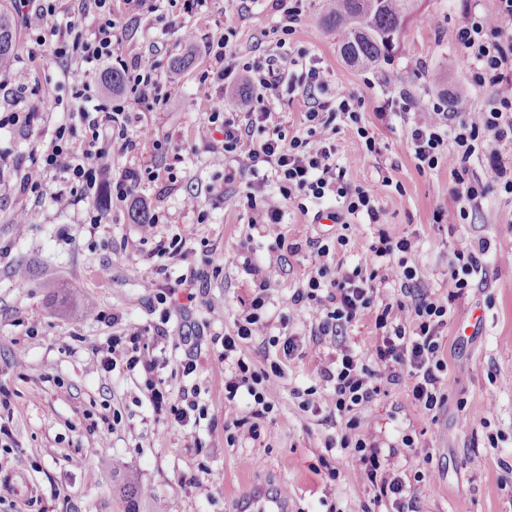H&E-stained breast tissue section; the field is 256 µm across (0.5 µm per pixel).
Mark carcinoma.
Segmentation results:
<instances>
[{"label":"carcinoma","mask_w":512,"mask_h":512,"mask_svg":"<svg viewBox=\"0 0 512 512\" xmlns=\"http://www.w3.org/2000/svg\"><path fill=\"white\" fill-rule=\"evenodd\" d=\"M415 5L416 0H324L322 23L339 37L351 65L368 68L385 57ZM16 49L15 26L0 11V67L13 62Z\"/></svg>","instance_id":"1"}]
</instances>
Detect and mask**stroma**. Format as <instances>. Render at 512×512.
<instances>
[{
    "mask_svg": "<svg viewBox=\"0 0 512 512\" xmlns=\"http://www.w3.org/2000/svg\"><path fill=\"white\" fill-rule=\"evenodd\" d=\"M476 6L419 0L385 59L358 68L323 26L321 0H307L287 36L272 0H212L198 16L164 0L120 46L126 59L155 49L166 62L192 59L188 68L162 69L170 104L144 118L158 139L182 148L177 181L147 180L139 188L160 218L148 238L131 222L130 202L109 200L108 223L92 224L84 203L61 206L20 192L31 151L47 147L66 111L62 104L34 110L28 90L68 96L52 59L29 63L31 31L21 28L10 84L0 89V118L35 113L29 127L0 128V421L12 431L0 440V512H238L256 486L281 493L288 512H394L362 476L355 441L342 439L352 417L365 441L393 447L380 464L409 486L405 512H512V191L495 178L489 152L465 163L451 142L438 149L434 167L419 168L408 141L413 114L384 108L404 91L423 103L451 94L464 99L466 111L490 109L489 92L473 85L471 64L454 40ZM186 28L194 33L188 41L181 38ZM224 34L239 61L303 51L326 70L328 101L348 92L361 97L358 116L336 119V164L342 184L372 194L384 212L380 223L363 210L347 213L329 190L320 199L284 201L274 231L249 225L244 185L224 181L236 156L209 152L191 96L210 43ZM464 165L487 189L482 204L467 210L449 194ZM191 192L201 203L196 213L183 203ZM326 208L343 214V223H315ZM23 210L31 222L20 229L14 217ZM383 231L407 240L409 249L376 256ZM177 239L181 255L157 256L158 244ZM313 239L318 247H310ZM293 243L300 251L290 252ZM458 250L483 251L485 283L455 289L448 262ZM21 263L29 269L23 278L14 274ZM159 264L164 273L146 284L145 270ZM324 264L377 271L385 279L379 299L391 304L410 270L436 304L451 305L432 409L414 403L405 381L385 386L369 405L337 411L319 373L335 359L336 343L311 334L325 310L291 301ZM194 270L207 277L191 301L174 283ZM268 275L275 291L254 307L256 285ZM159 303L170 313L168 335L189 322L203 329L200 347L190 354L166 349L153 376L171 392L195 393L197 422L188 427L154 412L142 370L122 361L108 374L90 368L89 343L109 334L101 313L118 316L122 330L159 322ZM251 315L264 334L225 353L224 337ZM291 336L299 347L288 357L283 345ZM189 355L197 368L187 375L182 362ZM241 377L245 385L230 392ZM82 455L87 468L72 466ZM116 462L123 471H113ZM127 481L137 485L135 497L123 496ZM214 482L220 493L212 492Z\"/></svg>",
    "mask_w": 512,
    "mask_h": 512,
    "instance_id": "obj_1",
    "label": "stroma"
}]
</instances>
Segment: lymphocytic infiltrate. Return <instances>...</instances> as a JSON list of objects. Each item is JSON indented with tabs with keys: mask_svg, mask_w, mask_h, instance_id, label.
I'll return each mask as SVG.
<instances>
[{
	"mask_svg": "<svg viewBox=\"0 0 512 512\" xmlns=\"http://www.w3.org/2000/svg\"><path fill=\"white\" fill-rule=\"evenodd\" d=\"M35 5L41 26L33 33L28 47L29 62L51 57L67 65L77 63L73 77V97L77 102L76 124L56 126L49 146L33 155L20 188L39 198L65 201L68 195L87 206L90 223L104 222L105 214L96 198L102 188L125 201L137 194L143 179L156 180L161 174H173L174 165L157 172L152 163L163 145L143 123L144 113L164 110L170 99L160 80L161 63L154 58L123 59L118 53L124 32L147 13L158 11V0H125L124 13H115L112 0H81L65 26L56 19L60 0H15L18 14ZM455 41L473 64L472 82L490 90L494 106L486 112L451 111L446 100L424 105L407 93H399L387 102L392 112L414 113L409 143L419 164L434 165V155L443 145L445 134H453L454 142L465 155H472L477 143L512 142V0H479L478 10L466 15L455 29ZM229 38H219L209 67L197 79L193 102L201 112L206 136L221 134V149L240 152L237 168L225 177L227 183H251L268 165L280 184L281 201L256 200L248 197L249 222L252 226H273L281 221L282 200L297 196L323 198L326 188L336 187L338 197L347 199L348 213L365 209L370 220L380 221L383 212L372 203L368 191L341 186L336 165V117L341 112H354L361 106L354 93L323 101L328 89L326 72L316 61L302 64L300 73L290 70L286 56L270 55L265 59L236 66ZM120 66L126 73L129 91L123 101L112 102L100 95L91 77ZM247 78L253 95L246 107L225 101L222 91L239 78ZM303 95L308 104L303 115L305 137H286L281 124L272 120L276 100ZM136 157L137 162L120 174L112 172L113 152ZM318 276L329 277L331 289L325 300L330 308L317 323L321 336L339 338L360 313L370 309L379 294L373 277L361 270L331 272L321 266ZM402 300L384 305L376 318L381 328L372 348L374 367L359 365L350 349L336 348L334 367L321 371L331 382L337 408L372 403L380 393L379 380L399 384L412 382L414 400L432 407L437 402L438 377L433 360L439 349L437 325L426 323L435 312L430 296L415 283L400 286ZM159 331L141 325L122 333L90 343L92 368L111 372L118 352L127 355V368L142 367L147 374L149 400L155 412H168L180 425H188L194 402H182L165 387L157 384L152 374L158 365L153 351ZM378 446H371L361 463L369 481L374 482L378 498L392 499L403 508L407 485L398 475L379 476Z\"/></svg>",
	"mask_w": 512,
	"mask_h": 512,
	"instance_id": "obj_1",
	"label": "lymphocytic infiltrate"
}]
</instances>
